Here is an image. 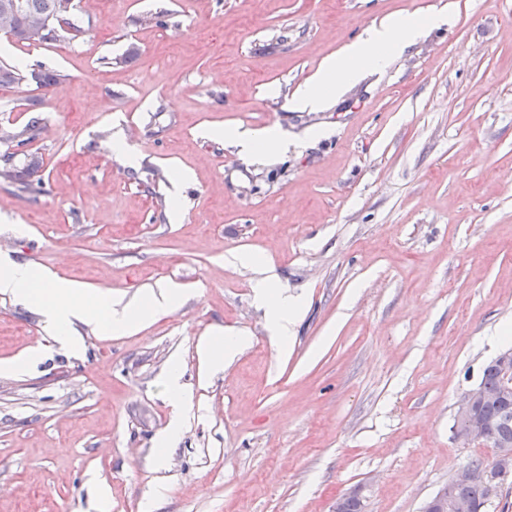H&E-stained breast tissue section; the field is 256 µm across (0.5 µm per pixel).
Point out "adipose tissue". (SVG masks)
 <instances>
[{
    "label": "adipose tissue",
    "mask_w": 512,
    "mask_h": 512,
    "mask_svg": "<svg viewBox=\"0 0 512 512\" xmlns=\"http://www.w3.org/2000/svg\"><path fill=\"white\" fill-rule=\"evenodd\" d=\"M443 15L430 21L411 16L398 17L365 30L362 38L338 57L324 61L319 74L300 87L292 98L296 110H322L328 97L343 91L366 73L385 65L394 54L411 45L425 24L444 23ZM0 293L40 309L46 329L55 340L71 351H79L76 323L93 324L110 334L137 331L145 321L166 313L181 300V291L168 283L131 300L109 292L90 300L86 288L57 278L45 269L10 260L0 262ZM264 309L269 329L281 345H290L294 328L305 305L302 296L280 288L274 275H267L255 296Z\"/></svg>",
    "instance_id": "obj_1"
}]
</instances>
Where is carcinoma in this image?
Segmentation results:
<instances>
[{
	"mask_svg": "<svg viewBox=\"0 0 512 512\" xmlns=\"http://www.w3.org/2000/svg\"><path fill=\"white\" fill-rule=\"evenodd\" d=\"M60 0H22L23 13L14 21L11 37L26 44H49L60 40L62 33L67 30L79 32L71 22L70 12L59 8ZM38 22V36L29 34L32 24ZM26 79L20 70L14 66H0V86L18 85ZM39 165L37 157L33 156L21 168L12 165L0 170V177L26 184V176ZM481 385L488 398L478 407L477 424L485 433V441L489 442L495 451L512 450V393L508 397L500 396L502 390L501 369L498 360L490 361L483 370ZM472 471L470 482L459 488V493L469 499L473 512H482L489 499L491 490L486 479L487 467L480 460L468 463ZM365 505L357 493L343 497L337 504V512H364Z\"/></svg>",
	"mask_w": 512,
	"mask_h": 512,
	"instance_id": "1",
	"label": "carcinoma"
}]
</instances>
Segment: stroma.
<instances>
[{"label": "stroma", "mask_w": 512, "mask_h": 512, "mask_svg": "<svg viewBox=\"0 0 512 512\" xmlns=\"http://www.w3.org/2000/svg\"><path fill=\"white\" fill-rule=\"evenodd\" d=\"M74 4L79 38L0 44V63L59 76L0 87V155L41 161L28 189L0 178V255L93 292L169 280L186 298L132 334L78 326L72 353L0 295V512H97L99 487L112 512H143L158 485L154 512H333L358 486L365 512H420L491 463L452 426L512 324V0ZM442 9L325 109H291L369 26ZM227 127L290 145L246 162ZM118 135L135 162L107 153ZM178 168L194 176L174 224ZM237 254L303 295L292 346ZM215 327L250 337L220 371L198 350ZM174 365L193 414L160 458Z\"/></svg>", "instance_id": "obj_1"}]
</instances>
